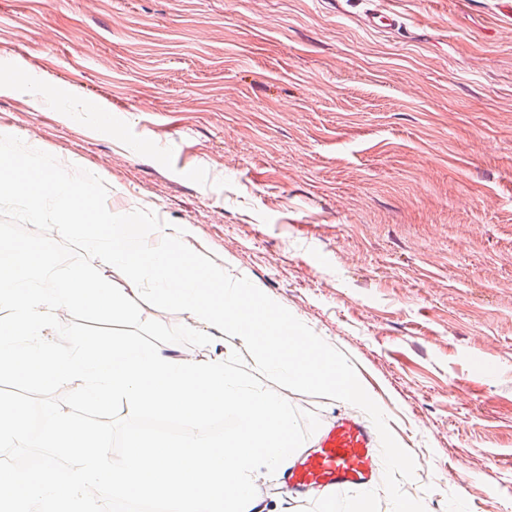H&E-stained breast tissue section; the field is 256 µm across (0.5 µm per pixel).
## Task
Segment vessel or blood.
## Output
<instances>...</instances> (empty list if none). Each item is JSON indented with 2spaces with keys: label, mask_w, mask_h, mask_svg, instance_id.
<instances>
[{
  "label": "vessel or blood",
  "mask_w": 512,
  "mask_h": 512,
  "mask_svg": "<svg viewBox=\"0 0 512 512\" xmlns=\"http://www.w3.org/2000/svg\"><path fill=\"white\" fill-rule=\"evenodd\" d=\"M381 460L375 427L346 413L324 425L314 451L299 456L284 479L289 488L318 493L367 488L377 481Z\"/></svg>",
  "instance_id": "b4317fda"
}]
</instances>
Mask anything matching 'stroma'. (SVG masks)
<instances>
[{
  "label": "stroma",
  "mask_w": 512,
  "mask_h": 512,
  "mask_svg": "<svg viewBox=\"0 0 512 512\" xmlns=\"http://www.w3.org/2000/svg\"><path fill=\"white\" fill-rule=\"evenodd\" d=\"M0 0V134L191 228L345 353L426 512H512V40L502 0ZM496 363L482 375L477 359ZM267 512H390L272 481ZM34 104L39 108L50 109L54 112H61L67 116H74L78 112H91L79 108L75 99L60 89L43 87L40 83L31 84L28 87Z\"/></svg>",
  "instance_id": "stroma-1"
}]
</instances>
